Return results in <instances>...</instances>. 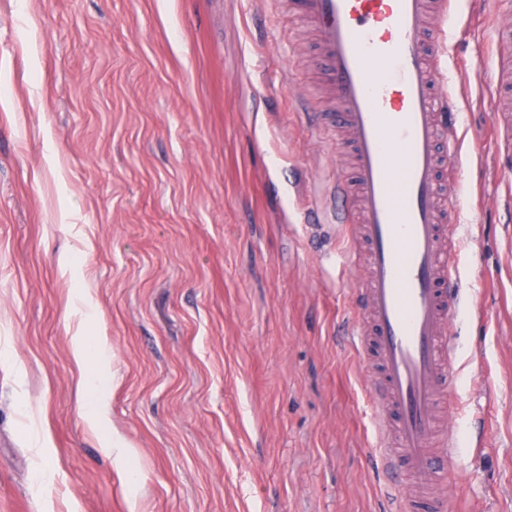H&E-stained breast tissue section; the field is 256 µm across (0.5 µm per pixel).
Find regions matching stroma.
Returning <instances> with one entry per match:
<instances>
[{
	"mask_svg": "<svg viewBox=\"0 0 512 512\" xmlns=\"http://www.w3.org/2000/svg\"><path fill=\"white\" fill-rule=\"evenodd\" d=\"M469 7L444 32L458 446L436 492L512 512V152L471 148L499 134L512 0ZM320 77L292 0H0V512H381ZM80 336L112 355L96 391Z\"/></svg>",
	"mask_w": 512,
	"mask_h": 512,
	"instance_id": "obj_1",
	"label": "stroma"
}]
</instances>
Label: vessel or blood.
<instances>
[{"label":"vessel or blood","mask_w":512,"mask_h":512,"mask_svg":"<svg viewBox=\"0 0 512 512\" xmlns=\"http://www.w3.org/2000/svg\"><path fill=\"white\" fill-rule=\"evenodd\" d=\"M456 0H300L333 102L328 126L352 164L330 198L336 229L367 249L368 278L344 324L371 374L374 463L407 512H446L430 487L449 481L432 442L457 374L448 327L458 308L448 233L458 182L443 176L442 139L457 121L438 93L442 19Z\"/></svg>","instance_id":"obj_1"}]
</instances>
